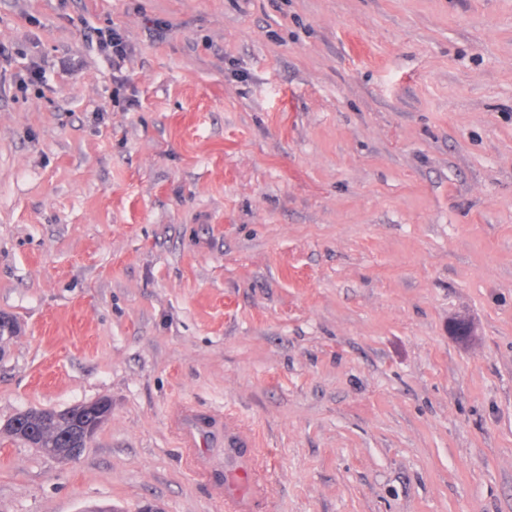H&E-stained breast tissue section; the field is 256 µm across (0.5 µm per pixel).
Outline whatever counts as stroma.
<instances>
[{"label":"stroma","mask_w":512,"mask_h":512,"mask_svg":"<svg viewBox=\"0 0 512 512\" xmlns=\"http://www.w3.org/2000/svg\"><path fill=\"white\" fill-rule=\"evenodd\" d=\"M0 47V426L111 404L0 434V512H226L183 403L252 512H512V0H0ZM85 405L88 418L84 419L86 423L82 426V437L84 436L87 440L93 431L108 420L111 407L106 399L85 403ZM54 410H28L32 414V419L28 422L21 433L9 435L15 438H19L34 448H40L43 453L50 455V451L56 448L60 455L56 457L60 460H72L78 457L84 448L80 443V440L76 442L75 447L67 448L69 439L65 438V435H71L73 426L76 425L73 420H69L65 425L57 426L51 419L47 418L45 414ZM182 425L187 439L186 448H194L197 437L211 433L210 426L200 417H193L188 410L182 418ZM242 448H256V439L244 428L237 425L228 415L224 420V454L230 459V465L234 466L232 473L227 472L224 476V499L231 501L236 512H249L253 499L260 492V482L253 484L254 460L252 457H246ZM240 479L246 480V487L240 483Z\"/></svg>","instance_id":"obj_1"}]
</instances>
